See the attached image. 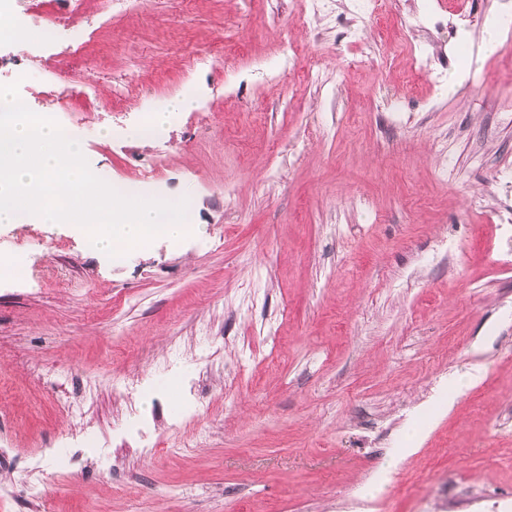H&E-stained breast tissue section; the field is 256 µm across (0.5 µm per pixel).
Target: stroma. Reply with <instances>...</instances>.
<instances>
[{"mask_svg":"<svg viewBox=\"0 0 512 512\" xmlns=\"http://www.w3.org/2000/svg\"><path fill=\"white\" fill-rule=\"evenodd\" d=\"M60 2L8 0V22L56 32L0 47V84L24 71L22 102L57 110L108 184L159 163L153 187L187 199L196 229L116 263L75 224H0V256L25 267L0 277V482L42 492L0 512H512V28L482 51L504 0L414 15L391 0L385 20L362 16L354 67L349 0L330 17L308 0H139L109 17ZM409 25L445 48L438 81L406 87L407 58H385ZM286 38L317 63L298 84L275 69ZM73 50L83 93L62 107L46 61ZM120 73L140 89L111 112ZM184 83L196 108L133 140ZM163 361L176 395L116 391ZM475 370L447 405L449 377ZM193 378L201 402L172 417ZM133 411L157 417L155 453L118 439ZM413 429L418 450L394 459ZM71 432L88 466L62 475L48 451Z\"/></svg>","mask_w":512,"mask_h":512,"instance_id":"obj_1","label":"stroma"}]
</instances>
